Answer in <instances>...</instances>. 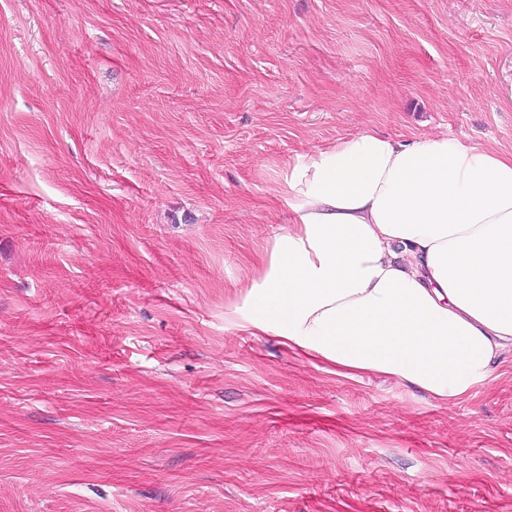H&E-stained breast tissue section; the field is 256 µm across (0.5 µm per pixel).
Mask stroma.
Returning a JSON list of instances; mask_svg holds the SVG:
<instances>
[{
  "label": "stroma",
  "mask_w": 512,
  "mask_h": 512,
  "mask_svg": "<svg viewBox=\"0 0 512 512\" xmlns=\"http://www.w3.org/2000/svg\"><path fill=\"white\" fill-rule=\"evenodd\" d=\"M512 0H0V512H512V353L445 405L226 325L283 163L512 148Z\"/></svg>",
  "instance_id": "35a3bbf8"
}]
</instances>
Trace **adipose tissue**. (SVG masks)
I'll list each match as a JSON object with an SVG mask.
<instances>
[{
  "instance_id": "adipose-tissue-1",
  "label": "adipose tissue",
  "mask_w": 512,
  "mask_h": 512,
  "mask_svg": "<svg viewBox=\"0 0 512 512\" xmlns=\"http://www.w3.org/2000/svg\"><path fill=\"white\" fill-rule=\"evenodd\" d=\"M290 224L224 322L449 405L512 350V149L364 129L285 163Z\"/></svg>"
}]
</instances>
